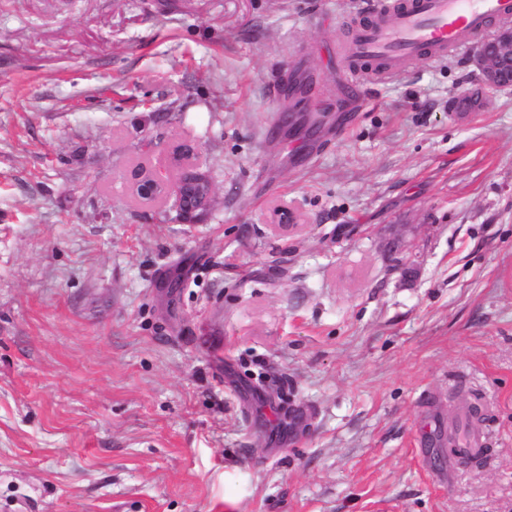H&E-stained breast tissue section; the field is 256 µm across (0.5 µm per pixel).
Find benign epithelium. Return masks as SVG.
<instances>
[{
    "label": "benign epithelium",
    "instance_id": "benign-epithelium-1",
    "mask_svg": "<svg viewBox=\"0 0 512 512\" xmlns=\"http://www.w3.org/2000/svg\"><path fill=\"white\" fill-rule=\"evenodd\" d=\"M482 88L495 92L512 88V24L504 25L482 40L475 51ZM194 149L186 144L169 148L167 164L162 170L134 168L130 173V190L135 198L146 203L158 199H174V207L182 211L186 183L182 177L198 170Z\"/></svg>",
    "mask_w": 512,
    "mask_h": 512
}]
</instances>
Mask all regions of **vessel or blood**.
<instances>
[{
	"instance_id": "b4317fda",
	"label": "vessel or blood",
	"mask_w": 512,
	"mask_h": 512,
	"mask_svg": "<svg viewBox=\"0 0 512 512\" xmlns=\"http://www.w3.org/2000/svg\"><path fill=\"white\" fill-rule=\"evenodd\" d=\"M368 23L337 51L357 78L392 76L418 60H437L475 45L491 21L512 19V0H365ZM486 443L472 431L448 441L452 459L476 456Z\"/></svg>"
}]
</instances>
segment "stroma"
Wrapping results in <instances>:
<instances>
[{"instance_id": "35a3bbf8", "label": "stroma", "mask_w": 512, "mask_h": 512, "mask_svg": "<svg viewBox=\"0 0 512 512\" xmlns=\"http://www.w3.org/2000/svg\"><path fill=\"white\" fill-rule=\"evenodd\" d=\"M357 2L0 0V512H512V88H351ZM179 143L193 223L126 179ZM485 443L484 434L477 431H471L462 438H448V448H451V458L454 460L481 454Z\"/></svg>"}]
</instances>
